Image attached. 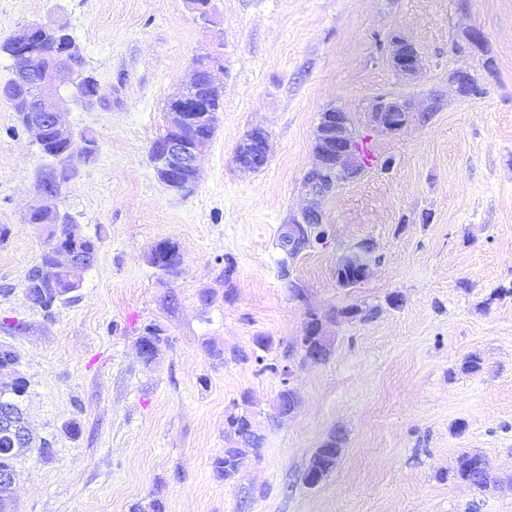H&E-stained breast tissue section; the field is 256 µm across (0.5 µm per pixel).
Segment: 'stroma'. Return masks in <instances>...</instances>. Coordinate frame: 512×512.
Wrapping results in <instances>:
<instances>
[{
	"mask_svg": "<svg viewBox=\"0 0 512 512\" xmlns=\"http://www.w3.org/2000/svg\"><path fill=\"white\" fill-rule=\"evenodd\" d=\"M212 7L206 24L185 0H0L1 39L32 22L66 27L99 91L93 107L62 112L97 152L61 202L100 250L75 300L48 315L25 300L44 245L26 216L53 161L0 104V224L10 229L0 342L20 354L32 430L55 449L18 459V512H129L155 495L165 512H512V0ZM474 28L485 35L480 53L463 47ZM396 37L422 56L413 77L389 64ZM204 55L219 62L223 108L183 197L160 182L150 149L167 99ZM460 69L484 95L458 96ZM380 97L434 110L382 132L368 123ZM332 106L392 164L324 198L331 235L284 267L278 241L312 202L304 179ZM255 127L268 134L269 158L247 172L234 158ZM165 239L184 259L176 278L148 262ZM365 240L377 257L368 277L338 286L339 258ZM353 305L362 315H346ZM313 313L332 345L321 364L301 362L297 347ZM151 323L169 341L146 364L137 340ZM258 336L270 337L268 351ZM473 355L481 369L464 370ZM275 364L294 370L300 407L288 417L275 415ZM245 391L263 450L230 485L211 463ZM335 432L340 459L306 486L313 452ZM464 453L485 458L495 486L454 477Z\"/></svg>",
	"mask_w": 512,
	"mask_h": 512,
	"instance_id": "obj_1",
	"label": "stroma"
}]
</instances>
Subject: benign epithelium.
Listing matches in <instances>:
<instances>
[{
  "label": "benign epithelium",
  "mask_w": 512,
  "mask_h": 512,
  "mask_svg": "<svg viewBox=\"0 0 512 512\" xmlns=\"http://www.w3.org/2000/svg\"><path fill=\"white\" fill-rule=\"evenodd\" d=\"M44 39V26L30 24L12 33L13 44L26 47L36 40ZM74 42L66 40L60 45L44 49L35 58L39 70L36 82H30L25 66H17L12 70L8 82L0 84V99L19 107L25 114L26 131L39 149L47 153L57 154L69 165L79 157V153H88L95 145L82 140L83 146L77 145V137L73 129L63 124L59 112L67 102L75 100L90 106L97 94L86 95L76 90L72 97L64 96L52 82L53 74L64 71L76 81V73L70 66V58L77 56ZM217 59L206 56L194 68L190 87L179 90L171 97L173 105L167 106V135L153 144L154 153L158 156L159 174L162 182L171 190L186 192V177H197V159L208 148L210 136L208 126L212 124L214 113L210 112L204 97L199 91L219 90L213 77ZM391 66L399 74L411 76L419 69L418 58L411 54V45L403 40L395 42L391 54ZM400 109L394 99H379L371 107L370 121L377 128L383 127L382 113ZM328 112L335 113L336 137L332 141V151L317 153L318 164L309 171L305 178V188L315 196L329 195L342 182L358 178L365 170L361 154L356 147L357 139L350 132L347 113L331 107ZM192 126L198 133L188 142L182 137L185 127ZM256 143L259 151L249 155L247 169L262 168L268 158V141L266 133L254 128L248 133V144ZM61 196L58 184L38 186V203L30 208L32 212H47L54 216H62L59 205ZM323 223V215L318 209H310L288 225L284 243L288 250L298 253L304 251L310 238V231ZM69 236L59 237L53 241V259L56 263L54 271L61 277L69 279L82 278L96 260L94 254L84 253L71 243L81 237L84 232L77 224L68 225ZM0 431L10 434L16 442L27 439L26 431L19 424L14 409H0Z\"/></svg>",
  "instance_id": "7a95c632"
}]
</instances>
